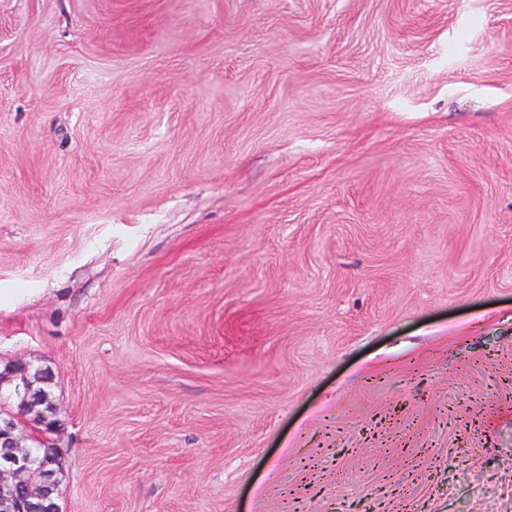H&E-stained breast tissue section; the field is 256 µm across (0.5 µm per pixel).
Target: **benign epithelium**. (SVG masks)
Returning a JSON list of instances; mask_svg holds the SVG:
<instances>
[{"mask_svg":"<svg viewBox=\"0 0 512 512\" xmlns=\"http://www.w3.org/2000/svg\"><path fill=\"white\" fill-rule=\"evenodd\" d=\"M45 368L15 362L0 370V388H12L22 413L0 412V512H62L63 419L36 384Z\"/></svg>","mask_w":512,"mask_h":512,"instance_id":"obj_1","label":"benign epithelium"}]
</instances>
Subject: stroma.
Returning a JSON list of instances; mask_svg holds the SVG:
<instances>
[{"mask_svg": "<svg viewBox=\"0 0 512 512\" xmlns=\"http://www.w3.org/2000/svg\"><path fill=\"white\" fill-rule=\"evenodd\" d=\"M64 512H512V0H0V363Z\"/></svg>", "mask_w": 512, "mask_h": 512, "instance_id": "obj_1", "label": "stroma"}]
</instances>
